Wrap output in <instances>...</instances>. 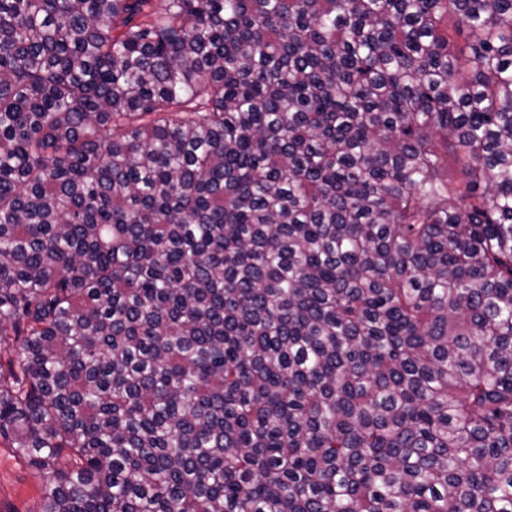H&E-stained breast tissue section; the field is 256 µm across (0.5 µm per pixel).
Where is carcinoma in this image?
Returning <instances> with one entry per match:
<instances>
[{
  "label": "carcinoma",
  "instance_id": "1",
  "mask_svg": "<svg viewBox=\"0 0 512 512\" xmlns=\"http://www.w3.org/2000/svg\"><path fill=\"white\" fill-rule=\"evenodd\" d=\"M0 444L37 512H512V0H0Z\"/></svg>",
  "mask_w": 512,
  "mask_h": 512
}]
</instances>
